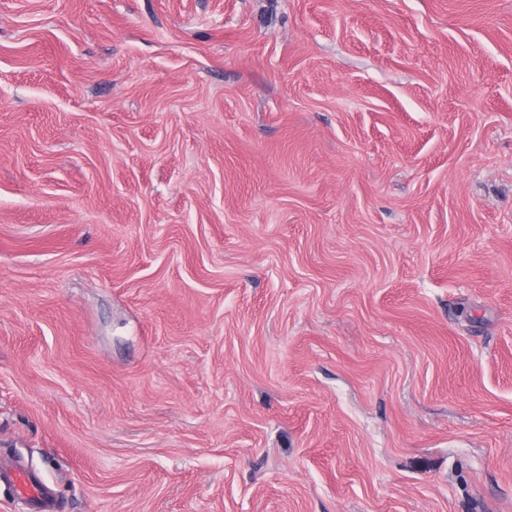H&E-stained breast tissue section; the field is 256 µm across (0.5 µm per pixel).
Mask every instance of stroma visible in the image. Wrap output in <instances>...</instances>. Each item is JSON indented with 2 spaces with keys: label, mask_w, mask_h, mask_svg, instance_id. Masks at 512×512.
Returning <instances> with one entry per match:
<instances>
[{
  "label": "stroma",
  "mask_w": 512,
  "mask_h": 512,
  "mask_svg": "<svg viewBox=\"0 0 512 512\" xmlns=\"http://www.w3.org/2000/svg\"><path fill=\"white\" fill-rule=\"evenodd\" d=\"M0 456L512 512V0H0Z\"/></svg>",
  "instance_id": "35a3bbf8"
}]
</instances>
